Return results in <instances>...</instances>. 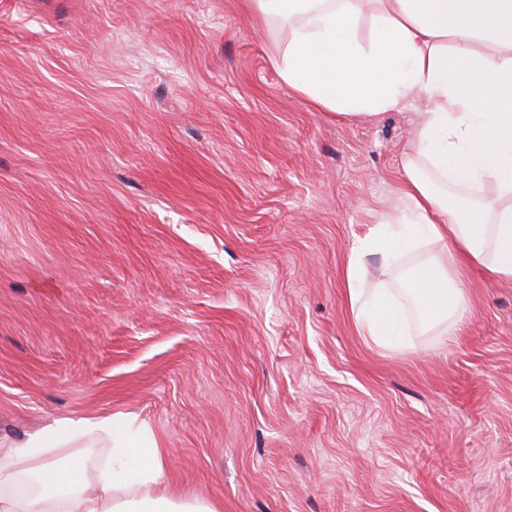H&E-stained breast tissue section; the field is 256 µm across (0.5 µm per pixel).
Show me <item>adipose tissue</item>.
Segmentation results:
<instances>
[{"label":"adipose tissue","instance_id":"obj_1","mask_svg":"<svg viewBox=\"0 0 512 512\" xmlns=\"http://www.w3.org/2000/svg\"><path fill=\"white\" fill-rule=\"evenodd\" d=\"M284 33L268 52L281 80L344 118L411 109L413 137L391 213L356 236L346 295L360 335L402 344L410 318L433 329L464 314V265L512 280V0H248ZM494 193H485V185ZM436 253L401 291L365 289L369 257L384 268L422 244ZM112 438L96 481L44 449ZM167 452L146 423L69 419L24 441H0V512H221L161 482Z\"/></svg>","mask_w":512,"mask_h":512}]
</instances>
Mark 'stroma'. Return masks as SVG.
<instances>
[{"instance_id": "1", "label": "stroma", "mask_w": 512, "mask_h": 512, "mask_svg": "<svg viewBox=\"0 0 512 512\" xmlns=\"http://www.w3.org/2000/svg\"><path fill=\"white\" fill-rule=\"evenodd\" d=\"M244 2L0 0V437L134 417L222 512H512V282L359 335L349 250L415 116L313 107Z\"/></svg>"}]
</instances>
